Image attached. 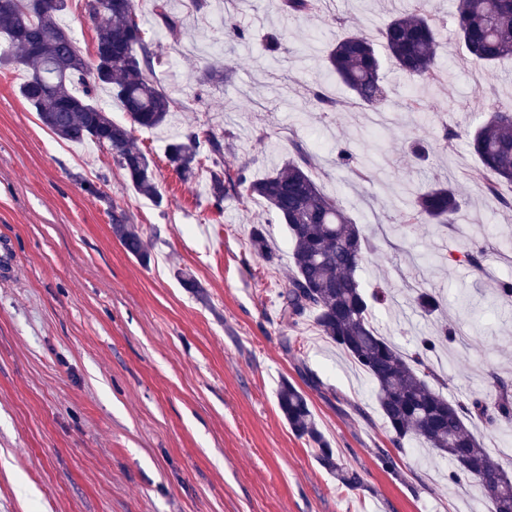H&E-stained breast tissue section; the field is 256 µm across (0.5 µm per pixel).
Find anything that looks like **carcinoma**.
Wrapping results in <instances>:
<instances>
[{"label": "carcinoma", "instance_id": "obj_1", "mask_svg": "<svg viewBox=\"0 0 512 512\" xmlns=\"http://www.w3.org/2000/svg\"><path fill=\"white\" fill-rule=\"evenodd\" d=\"M66 0H13L0 4V66L20 65L26 79L22 98L39 121L58 139L91 140L112 154L133 189L155 205L163 201L154 165L134 136L136 129H156L169 123L174 102L149 77L159 63L153 43L146 39L139 0H87L90 18L97 22L93 56L86 57L71 32L59 21ZM321 0H282L285 16L313 14ZM153 13L168 28L177 26L169 0H153ZM455 31L463 41L467 62L488 68L512 57V0H458ZM440 28L434 15L422 11L399 14L379 30L374 41L363 31H346L326 54V70L371 110L387 105L388 91L380 74L377 46L413 78L431 79L438 70ZM106 87L120 102L126 122L96 100ZM470 145L482 165V187L512 209V198L498 194L512 184V111L491 109L473 130ZM209 146L212 163L209 190L213 205L239 190L262 200L270 214L286 225L292 244L293 266L288 285L278 292L279 319L298 324L308 317L318 331L365 372L375 400L392 434L393 445L417 441L448 458V479L479 488L490 500V512H512V474L471 430L478 420L489 429L512 421V387L496 384L492 393L450 400L434 390L435 374L427 356L454 340L456 329L444 324L437 334L420 341L409 353L382 336L373 324L370 300L384 302L388 293H366L358 271L367 238L341 207L326 195L313 173V156L306 146L293 144V156L261 177L249 174L250 161L235 168L224 162V140L210 131L187 129L166 148L170 168L183 181L196 178L203 166L202 144ZM336 165L362 175L357 155L341 149ZM460 209L458 190L436 184L412 194L401 224H453ZM112 232L125 252L147 265L148 243L126 213L110 206ZM255 254L270 261L273 251L263 226L250 233ZM413 303L423 314L438 310L436 294L419 289ZM280 412L294 435L312 443L319 464L341 485L356 488L359 475L344 466L318 428L305 393L284 381L277 392Z\"/></svg>", "mask_w": 512, "mask_h": 512}]
</instances>
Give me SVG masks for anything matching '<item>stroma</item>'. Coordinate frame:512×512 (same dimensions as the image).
I'll use <instances>...</instances> for the list:
<instances>
[{
  "label": "stroma",
  "instance_id": "1",
  "mask_svg": "<svg viewBox=\"0 0 512 512\" xmlns=\"http://www.w3.org/2000/svg\"><path fill=\"white\" fill-rule=\"evenodd\" d=\"M278 3L172 0L181 25L169 30L143 0L163 59L152 78L178 104L167 128L135 132L157 167L158 206L129 186L108 151L41 124L19 93L22 66L0 70V252L15 260L0 273V512H489L480 489L449 483V463L434 451L415 442L394 450L366 375L313 321L278 318L292 264L286 226L243 195L216 210L208 172L181 181L165 147L187 128H210L229 135L233 160L252 159L261 176L288 160L293 142L320 144L319 186L372 244L359 277L389 294L374 307L375 327L403 348L440 325L456 327L460 341L430 363L435 389L461 400L512 384V302L496 293L498 281H512V210L481 191V162L462 135L483 109L512 108V63L488 72L467 63L450 22L457 0H324L321 12L286 23ZM418 8L442 22L441 83L387 61L386 108L360 107L337 81L335 111L309 101L336 34L374 35ZM228 18L246 30L244 41L225 40ZM275 30L281 48L272 54L266 36ZM414 97L426 111H409ZM445 126L459 132L447 145ZM416 141L424 160L410 155ZM346 143L367 158V180L337 170ZM88 181L105 199L85 191ZM439 182L462 194L456 223L401 226L406 187ZM112 203L150 243L149 266L113 235ZM255 224L265 227L273 262L249 246ZM467 247L480 252L482 270L464 259ZM179 268L202 294L180 284ZM419 288L439 297L434 315L414 306ZM285 380L304 390L360 487L342 486L291 433L276 398ZM384 450L399 476L383 470Z\"/></svg>",
  "mask_w": 512,
  "mask_h": 512
}]
</instances>
